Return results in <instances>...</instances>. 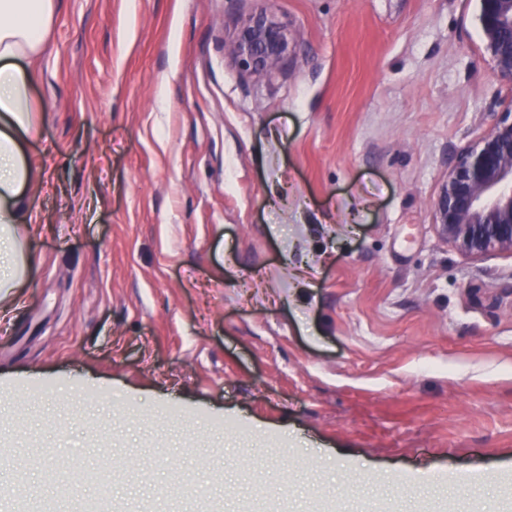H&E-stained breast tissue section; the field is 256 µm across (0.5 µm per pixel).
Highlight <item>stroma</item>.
Listing matches in <instances>:
<instances>
[{
    "mask_svg": "<svg viewBox=\"0 0 512 512\" xmlns=\"http://www.w3.org/2000/svg\"><path fill=\"white\" fill-rule=\"evenodd\" d=\"M57 0L24 141L35 277L0 316V491L69 461L160 512H512V254L439 235L448 164L512 100L476 0ZM251 1L253 7L238 19L225 45L243 75L264 79L287 69L301 42L280 13L277 0Z\"/></svg>",
    "mask_w": 512,
    "mask_h": 512,
    "instance_id": "35a3bbf8",
    "label": "stroma"
}]
</instances>
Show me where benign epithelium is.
Masks as SVG:
<instances>
[{
    "label": "benign epithelium",
    "instance_id": "benign-epithelium-1",
    "mask_svg": "<svg viewBox=\"0 0 512 512\" xmlns=\"http://www.w3.org/2000/svg\"><path fill=\"white\" fill-rule=\"evenodd\" d=\"M226 43L232 63L245 76L269 78L288 68L301 42L280 13L277 0H252ZM481 48L493 75L512 87V0H477ZM478 143L457 153L435 203L437 229L462 257L478 261L495 252L512 254V100L491 113ZM12 512H114L108 498H21Z\"/></svg>",
    "mask_w": 512,
    "mask_h": 512
}]
</instances>
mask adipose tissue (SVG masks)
Wrapping results in <instances>:
<instances>
[{
    "label": "adipose tissue",
    "mask_w": 512,
    "mask_h": 512,
    "mask_svg": "<svg viewBox=\"0 0 512 512\" xmlns=\"http://www.w3.org/2000/svg\"><path fill=\"white\" fill-rule=\"evenodd\" d=\"M55 6L56 0H0V295L5 296L35 272L26 243L13 232L15 225L38 220L28 202L39 175L23 150L35 112L23 65L44 53Z\"/></svg>",
    "instance_id": "ef3b65f1"
}]
</instances>
